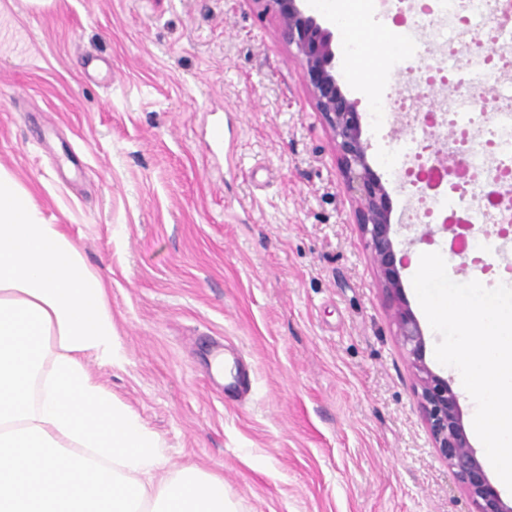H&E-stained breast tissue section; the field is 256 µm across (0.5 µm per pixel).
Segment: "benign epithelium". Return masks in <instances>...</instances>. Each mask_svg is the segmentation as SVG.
I'll return each mask as SVG.
<instances>
[{
	"label": "benign epithelium",
	"instance_id": "obj_1",
	"mask_svg": "<svg viewBox=\"0 0 512 512\" xmlns=\"http://www.w3.org/2000/svg\"><path fill=\"white\" fill-rule=\"evenodd\" d=\"M277 22L280 40L302 65V76L316 111L331 130L346 190L357 204V224L367 239L371 258L383 284L397 336L414 370L417 395L428 432L474 510L512 512L487 478L466 433L457 393L451 382L426 362V339L402 288L400 269L405 254L396 249L389 194L367 161L356 102L341 91L332 73L331 33L300 7V0H253Z\"/></svg>",
	"mask_w": 512,
	"mask_h": 512
}]
</instances>
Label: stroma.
Wrapping results in <instances>:
<instances>
[{
    "label": "stroma",
    "mask_w": 512,
    "mask_h": 512,
    "mask_svg": "<svg viewBox=\"0 0 512 512\" xmlns=\"http://www.w3.org/2000/svg\"><path fill=\"white\" fill-rule=\"evenodd\" d=\"M366 104L384 84L346 58ZM224 128L221 151L206 144ZM411 127L363 129L416 317L421 253L480 277L451 236L412 243L385 165ZM0 167L107 285L123 361L90 374L160 435L164 457L223 477L237 512H471L425 425L410 359L344 189L336 149L252 0H0ZM240 357L245 397L212 375Z\"/></svg>",
    "instance_id": "stroma-1"
}]
</instances>
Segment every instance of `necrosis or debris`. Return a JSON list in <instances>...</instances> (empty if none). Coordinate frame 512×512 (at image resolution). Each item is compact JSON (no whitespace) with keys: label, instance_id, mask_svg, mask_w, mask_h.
I'll return each instance as SVG.
<instances>
[{"label":"necrosis or debris","instance_id":"4bbe7bcc","mask_svg":"<svg viewBox=\"0 0 512 512\" xmlns=\"http://www.w3.org/2000/svg\"><path fill=\"white\" fill-rule=\"evenodd\" d=\"M384 15L402 30L390 57L382 62L406 75L398 92L375 100V127L408 123L409 110L423 87L451 88L432 101L433 136L454 131L452 147L467 156L468 174L461 186L441 191L444 169L425 162L424 144L403 143L392 167L402 183L417 189L413 209L424 217L449 223L511 224L512 207L492 204L488 182L512 180V105L495 104L498 91L512 83V24L499 25L512 14V0H375Z\"/></svg>","mask_w":512,"mask_h":512}]
</instances>
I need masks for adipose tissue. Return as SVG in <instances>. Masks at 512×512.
Here are the masks:
<instances>
[{"mask_svg": "<svg viewBox=\"0 0 512 512\" xmlns=\"http://www.w3.org/2000/svg\"><path fill=\"white\" fill-rule=\"evenodd\" d=\"M123 361L104 281L0 168V512H234L89 373Z\"/></svg>", "mask_w": 512, "mask_h": 512, "instance_id": "adipose-tissue-1", "label": "adipose tissue"}]
</instances>
